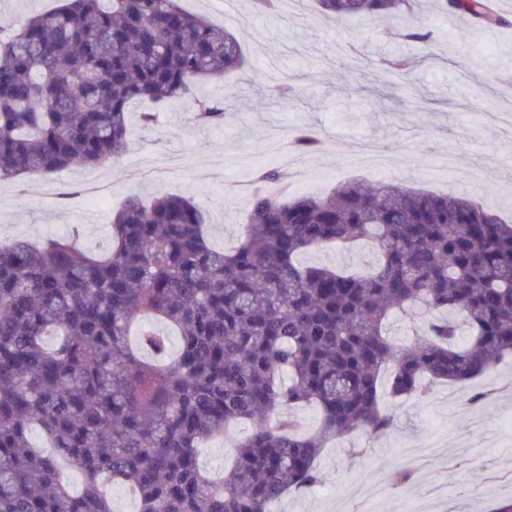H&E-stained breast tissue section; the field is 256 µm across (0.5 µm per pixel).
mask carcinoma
<instances>
[{"label": "carcinoma", "mask_w": 512, "mask_h": 512, "mask_svg": "<svg viewBox=\"0 0 512 512\" xmlns=\"http://www.w3.org/2000/svg\"><path fill=\"white\" fill-rule=\"evenodd\" d=\"M416 0H318L338 19L375 15L383 30L437 58L442 41ZM445 14L504 22L487 0H436ZM241 42L178 0H63L15 29L0 19V180L117 158L128 109L153 125L194 83L243 68ZM407 73L404 56L379 60ZM227 109L197 101L202 126ZM299 152L322 140L302 128ZM242 238L216 249L199 203L130 198L109 248L74 224L41 244L0 240V512H113L104 487H131L138 512H269L291 491L324 482L317 460L330 434L385 436L386 392L419 399L422 381L463 382L512 358V220L463 194L389 181L343 183L293 196L283 169L255 171ZM377 246L366 273L304 265L302 254ZM423 325L403 345L391 314ZM162 321L179 338L131 325ZM468 345H456L461 327ZM314 404L319 431L286 413ZM235 421L254 429L216 482L199 465L203 442ZM38 430L47 449L30 443ZM62 463L83 476L79 492Z\"/></svg>", "instance_id": "cac0c4a2"}]
</instances>
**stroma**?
<instances>
[{
    "label": "stroma",
    "mask_w": 512,
    "mask_h": 512,
    "mask_svg": "<svg viewBox=\"0 0 512 512\" xmlns=\"http://www.w3.org/2000/svg\"><path fill=\"white\" fill-rule=\"evenodd\" d=\"M505 26L446 15L432 3L422 22L445 36V55L395 41L377 42L376 17L336 25L314 0H282L273 15H255L249 0H182L183 7L223 24L242 42L246 64L221 79L196 82L194 96L172 101L160 126L143 128L144 103L129 109L131 136L123 155L96 166L0 181V239L43 240L73 224L86 240L108 241L117 210L131 196L196 198L211 243H237L249 206L252 175L272 165L271 136L315 130L321 151L300 153L291 167L294 189L323 195L351 179L394 181L438 193H464L512 218V0H494ZM373 57L414 55L409 74L359 69L356 52ZM294 74L295 88L273 100L268 77ZM223 101L224 124L198 126L195 97ZM377 253L362 246L343 254L324 247L302 264L363 270ZM490 387V403L468 405ZM397 425L388 435L358 430L330 437L320 456L324 483L285 495L275 512H403L412 497L422 512H493L512 498V360L471 381L441 382L422 402L385 398ZM250 424L228 426L199 450L202 467L219 476ZM432 440L436 458L398 480L399 453Z\"/></svg>",
    "instance_id": "35a3bbf8"
}]
</instances>
